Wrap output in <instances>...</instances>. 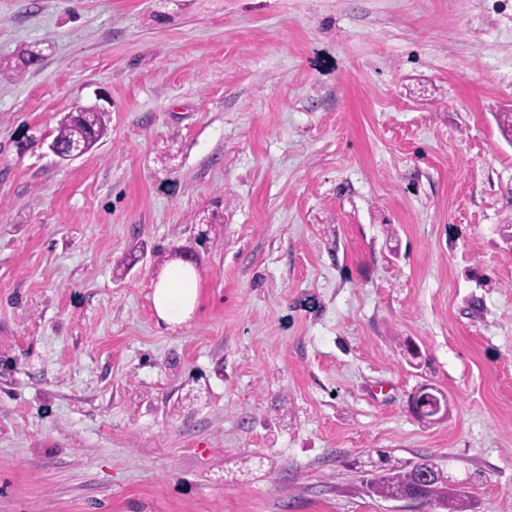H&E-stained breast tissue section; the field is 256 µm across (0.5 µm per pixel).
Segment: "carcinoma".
Masks as SVG:
<instances>
[{
    "instance_id": "1",
    "label": "carcinoma",
    "mask_w": 512,
    "mask_h": 512,
    "mask_svg": "<svg viewBox=\"0 0 512 512\" xmlns=\"http://www.w3.org/2000/svg\"><path fill=\"white\" fill-rule=\"evenodd\" d=\"M104 114L96 109L77 107L57 122L53 140L63 151L81 148L92 150L106 135ZM418 413L420 419L435 421L448 413V398L440 390L426 384L419 389ZM365 486L375 495L390 498L416 495L429 505L446 512H467L471 500L448 484L444 470L425 458L417 464L395 460L382 455V466L365 480Z\"/></svg>"
}]
</instances>
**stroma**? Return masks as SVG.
<instances>
[{
    "mask_svg": "<svg viewBox=\"0 0 512 512\" xmlns=\"http://www.w3.org/2000/svg\"><path fill=\"white\" fill-rule=\"evenodd\" d=\"M24 49L0 512H435L366 490L382 451L512 512V0H0V64ZM90 105L106 137L60 161L42 137ZM197 277L186 263H175L158 278L153 304L159 318L171 325H180L187 320L196 307ZM418 413H414L420 419L435 421L445 417L448 413V398L440 390L431 385L420 387L417 393Z\"/></svg>",
    "mask_w": 512,
    "mask_h": 512,
    "instance_id": "obj_1",
    "label": "stroma"
}]
</instances>
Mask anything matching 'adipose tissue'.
I'll use <instances>...</instances> for the list:
<instances>
[{
	"label": "adipose tissue",
	"mask_w": 512,
	"mask_h": 512,
	"mask_svg": "<svg viewBox=\"0 0 512 512\" xmlns=\"http://www.w3.org/2000/svg\"><path fill=\"white\" fill-rule=\"evenodd\" d=\"M197 294V277L193 268L182 262L173 264L160 275L155 284V311L168 324H182L193 313Z\"/></svg>",
	"instance_id": "adipose-tissue-1"
}]
</instances>
